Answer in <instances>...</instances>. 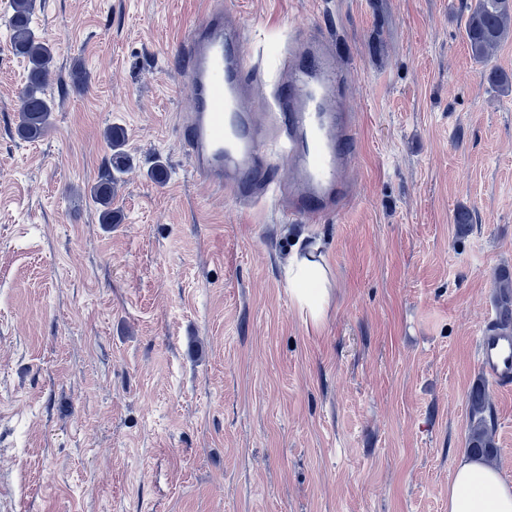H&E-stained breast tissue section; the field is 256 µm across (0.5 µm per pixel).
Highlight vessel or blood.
<instances>
[{"instance_id":"1","label":"vessel or blood","mask_w":512,"mask_h":512,"mask_svg":"<svg viewBox=\"0 0 512 512\" xmlns=\"http://www.w3.org/2000/svg\"><path fill=\"white\" fill-rule=\"evenodd\" d=\"M223 10H211L187 36L189 61L184 87L193 111L183 144L195 174L243 201L266 195L269 162L278 159L293 172L287 216L317 220L338 209L350 187L342 180L351 163L355 122L338 97L341 74L335 50L319 35L293 42L295 58L316 62L312 76L291 69L276 77L265 100L278 135L267 139L255 122L247 94L253 85L241 50L242 32ZM483 371L500 387H512V332L483 329L478 338Z\"/></svg>"}]
</instances>
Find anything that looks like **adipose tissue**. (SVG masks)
Instances as JSON below:
<instances>
[{
	"instance_id": "obj_1",
	"label": "adipose tissue",
	"mask_w": 512,
	"mask_h": 512,
	"mask_svg": "<svg viewBox=\"0 0 512 512\" xmlns=\"http://www.w3.org/2000/svg\"><path fill=\"white\" fill-rule=\"evenodd\" d=\"M288 293L306 321L320 325L330 301L324 266L312 247L295 246L284 266ZM448 512H512V482L470 453H459L448 485Z\"/></svg>"
}]
</instances>
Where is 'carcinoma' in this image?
Listing matches in <instances>:
<instances>
[{
  "label": "carcinoma",
  "instance_id": "obj_1",
  "mask_svg": "<svg viewBox=\"0 0 512 512\" xmlns=\"http://www.w3.org/2000/svg\"><path fill=\"white\" fill-rule=\"evenodd\" d=\"M11 15L7 26L10 46L15 54L27 59L28 69L24 86L18 96L19 122L17 135L28 141H36L47 129L53 101L47 96V86L54 66L51 46L33 29L32 19L36 0H10ZM466 37L471 56L479 63L488 62L505 40L512 38V0H476L466 22ZM105 137L113 150L106 167L93 186V196L100 206V221L113 224L112 184L114 173L126 167V156L121 151L124 133L118 127H109ZM498 315L495 326L512 331V274L504 270L497 277ZM470 423L467 448L479 458L492 463L497 457V446L493 436L494 419L488 414L485 387L477 384L469 394Z\"/></svg>",
  "mask_w": 512,
  "mask_h": 512
}]
</instances>
